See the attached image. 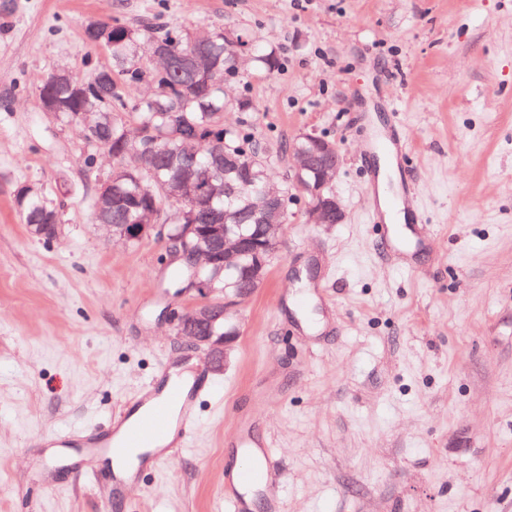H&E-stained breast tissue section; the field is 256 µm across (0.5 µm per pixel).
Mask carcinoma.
<instances>
[{
    "instance_id": "obj_1",
    "label": "carcinoma",
    "mask_w": 512,
    "mask_h": 512,
    "mask_svg": "<svg viewBox=\"0 0 512 512\" xmlns=\"http://www.w3.org/2000/svg\"><path fill=\"white\" fill-rule=\"evenodd\" d=\"M117 34L112 42L103 43L112 57V65L96 70L100 81L77 95L74 87L80 80L68 76L66 81L47 89V94L59 104V112L70 123H79L81 112L102 113L101 123L88 130L92 142L108 140L112 149L120 152L127 144L128 124H135L145 132L137 147L144 152L158 155V164L149 168L129 167L126 177L114 186L112 206L94 211L98 224H133L140 211L161 197L159 187L174 188L185 183L204 182L209 176V166L214 163L212 150H218L224 167V180L217 183L208 194L189 205H168L170 223L184 224L180 210L194 211L197 223L204 224L202 213L217 208L228 213L226 223L240 225V233L251 236L256 224L248 208V202L256 201L253 189L261 187L268 178V166L256 162L251 166V184L241 191L242 198H230L228 192L239 187L238 166L253 158L257 141L245 123L236 127L224 125L226 112H253V101L240 95L229 100L224 95V84L239 79V71L231 62L230 47L224 44V32L212 33L205 45L189 46V32L184 29L158 31L144 25L130 27L117 24ZM248 45L245 55L254 66L266 73L281 68L276 51L259 49L253 36L243 31ZM164 44L177 55L204 52L211 61L224 68V82L210 77L207 69L186 61L178 62L169 72L159 76L147 71L143 64V52L152 44ZM155 81V86H165L149 102H139L125 97L122 85L136 82L142 74ZM23 223L44 224L43 239L53 236L51 224L58 220L53 207H44L38 195L29 197L23 206L17 207ZM202 278H218V285L237 287L240 272H228L205 268Z\"/></svg>"
}]
</instances>
